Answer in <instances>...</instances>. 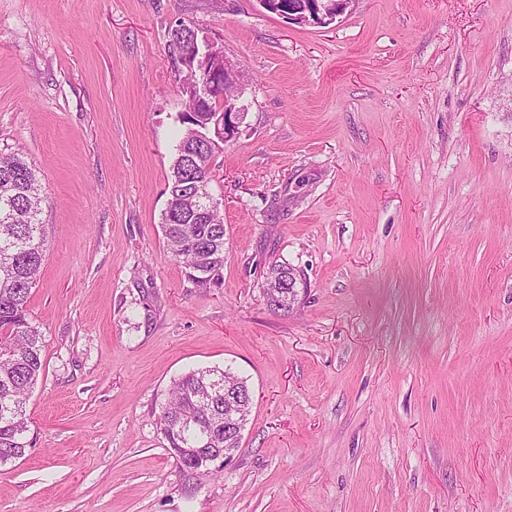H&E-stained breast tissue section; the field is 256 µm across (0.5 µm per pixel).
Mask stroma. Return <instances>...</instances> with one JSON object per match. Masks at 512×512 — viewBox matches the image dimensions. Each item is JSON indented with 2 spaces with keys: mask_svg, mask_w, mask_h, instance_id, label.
Wrapping results in <instances>:
<instances>
[{
  "mask_svg": "<svg viewBox=\"0 0 512 512\" xmlns=\"http://www.w3.org/2000/svg\"><path fill=\"white\" fill-rule=\"evenodd\" d=\"M244 74L212 160L224 284L161 214L185 98L167 31ZM49 247L44 370L0 512H512V0H353L327 26L259 0H0V152ZM306 294L271 311L272 263ZM231 368L233 457L182 472L159 405ZM197 43H199V32L191 25L179 22L177 26H172L168 30V47L173 56L174 49L192 52Z\"/></svg>",
  "mask_w": 512,
  "mask_h": 512,
  "instance_id": "stroma-1",
  "label": "stroma"
}]
</instances>
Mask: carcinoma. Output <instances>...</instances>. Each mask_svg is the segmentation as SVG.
<instances>
[{"label": "carcinoma", "instance_id": "obj_1", "mask_svg": "<svg viewBox=\"0 0 512 512\" xmlns=\"http://www.w3.org/2000/svg\"><path fill=\"white\" fill-rule=\"evenodd\" d=\"M197 43L199 32L191 25L180 22L168 30L171 51L192 52ZM188 102V111L177 116L184 131L176 146L161 227L187 280L197 287L212 288L223 281V217L220 210L205 204L196 213H186L180 201L194 194L200 183L212 181L209 161L216 148L200 143L197 133L220 102L196 92L188 95ZM43 201L38 173L24 154L0 153V465L22 458L32 445L25 403L43 370V339L27 319V306L46 256V227L39 220ZM271 270L293 281L291 289L264 288L271 310L286 313L288 303H297L304 283L286 263H276ZM218 380L244 393L246 412H251L246 380L216 367L185 373L173 382L160 404L159 421L169 451L186 472L208 466L205 458L224 447V390L215 388Z\"/></svg>", "mask_w": 512, "mask_h": 512}]
</instances>
